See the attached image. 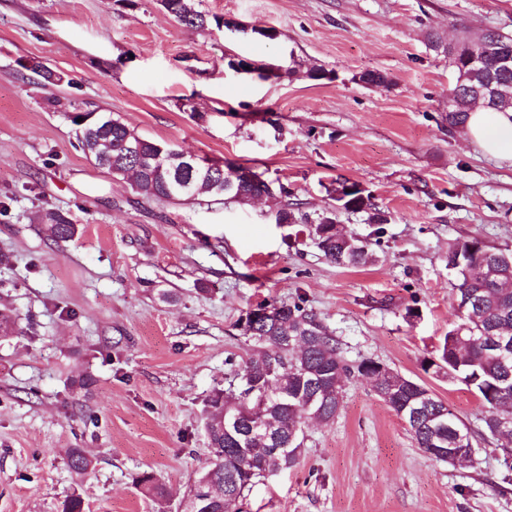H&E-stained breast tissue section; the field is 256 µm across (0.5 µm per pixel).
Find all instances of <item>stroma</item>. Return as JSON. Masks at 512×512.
Listing matches in <instances>:
<instances>
[{
  "mask_svg": "<svg viewBox=\"0 0 512 512\" xmlns=\"http://www.w3.org/2000/svg\"><path fill=\"white\" fill-rule=\"evenodd\" d=\"M226 19L199 32L159 0H0V303L19 316L0 337V512H182L209 456L215 390H233L253 343L238 327L257 303L305 298L349 362L371 358L423 384L476 448L451 465L417 447L370 383L345 381L335 420L305 429L297 466L260 479L244 512H512L500 440L478 398L424 372L460 321L448 247L512 251V167L449 128L457 80L446 48L463 33L512 34V0H201ZM263 28L275 39L260 36ZM296 66L291 78L236 74L228 55ZM35 58L61 74L39 87ZM328 71L323 80L309 68ZM373 71L389 86L361 84ZM283 185L303 212L332 208V179L358 182L387 221L338 212L374 263L327 261L303 225L269 206L148 200L76 150L74 116ZM66 213L75 236L38 220ZM418 309L407 317V309ZM86 449L79 477L65 451ZM151 471L169 496L141 495ZM41 221L44 224L45 233L48 239L52 241H65L76 234L75 224L58 210H47L41 215Z\"/></svg>",
  "mask_w": 512,
  "mask_h": 512,
  "instance_id": "1",
  "label": "stroma"
}]
</instances>
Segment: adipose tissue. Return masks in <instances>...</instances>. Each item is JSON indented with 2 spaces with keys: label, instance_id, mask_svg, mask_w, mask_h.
I'll return each instance as SVG.
<instances>
[{
  "label": "adipose tissue",
  "instance_id": "ef3b65f1",
  "mask_svg": "<svg viewBox=\"0 0 512 512\" xmlns=\"http://www.w3.org/2000/svg\"><path fill=\"white\" fill-rule=\"evenodd\" d=\"M463 135L484 154L512 163V109L489 112L475 108L469 114Z\"/></svg>",
  "mask_w": 512,
  "mask_h": 512
}]
</instances>
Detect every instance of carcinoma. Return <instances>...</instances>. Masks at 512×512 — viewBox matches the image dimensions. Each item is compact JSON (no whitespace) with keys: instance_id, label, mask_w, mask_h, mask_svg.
<instances>
[{"instance_id":"1","label":"carcinoma","mask_w":512,"mask_h":512,"mask_svg":"<svg viewBox=\"0 0 512 512\" xmlns=\"http://www.w3.org/2000/svg\"><path fill=\"white\" fill-rule=\"evenodd\" d=\"M165 11L173 12L180 23L205 32L212 25H220L221 18L198 9L196 0H167ZM461 47L473 45L481 52L483 64L477 70L467 66L463 53H448V63L455 69L462 85L481 88L494 82L498 88L493 111L512 109V71H499L498 58L503 52H512V37L487 32L477 37L463 36ZM82 129L77 135V147L91 153L98 166L111 170L114 165L125 171L143 166L145 158L157 153L161 142L144 138L134 129L114 118L91 119L83 116ZM232 167L224 162L210 160V166L194 171L182 168L181 161L170 159L156 164L151 173L136 177L133 190L139 196L176 204H199L217 198L242 204L248 197L266 194L271 197L284 194L283 186L271 192L262 174L252 172V179H235L229 190ZM358 183L336 180L328 193L344 210L367 214V223L382 224V214L372 203L371 196H362ZM278 213L288 216L290 224H311L309 237L324 257L343 267H360L375 261L368 244L356 237L336 232V213L328 210L311 218L299 207L287 204ZM45 233L52 241H65L76 234L70 219L58 210L42 213ZM478 240H458L448 247V271L455 279L453 300L463 309V325L448 331L437 348L435 358L423 363L424 371H442L448 379L458 381L473 391L483 408L484 430L495 437L503 420L512 419V350L501 355L487 346L496 336L512 337V251L488 245L476 247ZM271 314L256 323L246 316L240 320L243 335L252 338L255 348L240 368L239 376L261 381L270 367L278 369L288 401L269 399L260 409L256 401L241 391H217L209 401L210 422L206 423L209 457L206 466L191 485L183 512H232L242 503L244 492L255 479L276 475L294 468L304 443V411L310 397L318 392L322 398L323 420H335L342 399V383L350 377L368 378L376 373V361L364 359L351 365L344 357L341 343L322 318L297 302L269 304ZM18 316L8 307H0V333L11 334ZM463 330L457 335V330ZM410 404L417 408L418 424L410 425L409 432L417 446L426 454L433 448H457L459 438H466V447H472V437L459 416L448 411V405L430 393L424 386L406 379L399 398L387 402L395 413ZM239 414L245 429L262 418L276 424L278 440L249 438L243 432L228 434L213 425L224 412ZM295 437L293 451L282 454L274 449L288 444ZM69 468L79 477L93 467V460L80 448L67 452ZM140 492L161 499L166 490L150 472L134 479Z\"/></svg>"}]
</instances>
